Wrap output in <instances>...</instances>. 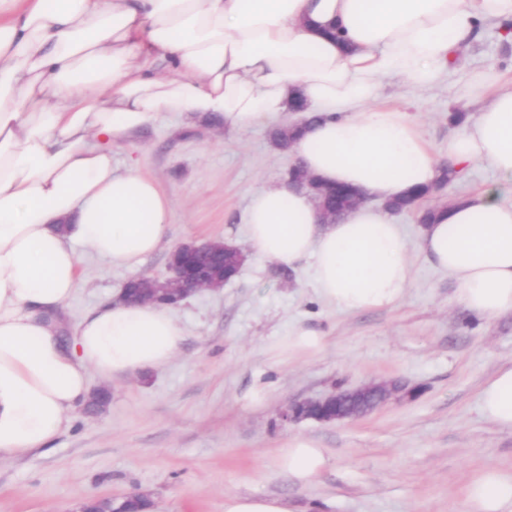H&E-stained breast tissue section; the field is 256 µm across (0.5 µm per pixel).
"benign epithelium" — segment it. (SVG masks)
Instances as JSON below:
<instances>
[{
  "instance_id": "benign-epithelium-1",
  "label": "benign epithelium",
  "mask_w": 512,
  "mask_h": 512,
  "mask_svg": "<svg viewBox=\"0 0 512 512\" xmlns=\"http://www.w3.org/2000/svg\"><path fill=\"white\" fill-rule=\"evenodd\" d=\"M239 252L237 246H227L222 241L203 244L182 243L170 253L167 274L164 276L141 275L128 280L120 293L127 302H158L176 305L187 296L201 290H220L231 277L224 273V252ZM396 388L371 385L346 392L353 404L343 408V395L335 391L315 400L296 402L288 406L283 419L298 420L312 417L323 422L340 421L363 416L390 399ZM144 495L131 492L122 497H94L81 503L77 512H124L129 503L143 504Z\"/></svg>"
}]
</instances>
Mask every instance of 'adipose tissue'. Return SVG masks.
<instances>
[{
    "mask_svg": "<svg viewBox=\"0 0 512 512\" xmlns=\"http://www.w3.org/2000/svg\"><path fill=\"white\" fill-rule=\"evenodd\" d=\"M484 20L511 24L512 0H0V460L48 446L88 400L89 373L166 365L182 341L167 307L113 298L62 339L82 254L135 273L170 231L171 200L136 170L116 173L113 142L164 112L229 129L298 114L307 128L291 153L365 202L327 224L306 189L264 187L243 216L248 241L292 270L315 258L331 308L393 307L413 264L387 204L440 168L414 118L376 105L379 80L436 87ZM474 87L487 101L449 139L448 161L512 183V85L480 72ZM435 213L418 235L426 260L476 317L512 312V199L486 188ZM480 409L512 428V363L485 382ZM278 463L308 485L327 457L297 436ZM465 495L468 512H512V469L479 470Z\"/></svg>",
    "mask_w": 512,
    "mask_h": 512,
    "instance_id": "obj_1",
    "label": "adipose tissue"
}]
</instances>
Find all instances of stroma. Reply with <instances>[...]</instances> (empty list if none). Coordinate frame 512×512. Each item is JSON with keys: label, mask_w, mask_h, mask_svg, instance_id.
<instances>
[{"label": "stroma", "mask_w": 512, "mask_h": 512, "mask_svg": "<svg viewBox=\"0 0 512 512\" xmlns=\"http://www.w3.org/2000/svg\"><path fill=\"white\" fill-rule=\"evenodd\" d=\"M500 32L484 23L434 89L383 79L380 103L417 117L433 151L445 153L449 112L479 109L467 96L473 74L489 68L500 83L512 82V42ZM269 130L165 112L113 143L114 169L136 168L173 201L170 237L144 259L142 273L165 274L171 250L184 242L230 240L246 262L223 289L172 308L184 338L171 362L110 381L91 375V389L111 392L106 407L94 415L76 409L49 446L0 461V512H73L85 498L129 492L145 494L156 512H224L228 492L281 497L296 512H467L472 475L487 465L512 467V429L479 411L482 384L512 361V313L481 322L470 315L453 281L416 249L413 210L394 216L412 246L413 284L385 310L331 309L315 294L312 267L289 271L250 250L243 214L252 192L281 181L294 163ZM497 183L475 163L427 204ZM129 277L118 266L83 265L65 322L75 325L118 296ZM299 325L323 333L318 354L281 352ZM383 381L403 390L365 417L282 418L292 402ZM296 436L330 457L307 486L277 467Z\"/></svg>", "instance_id": "35a3bbf8"}]
</instances>
